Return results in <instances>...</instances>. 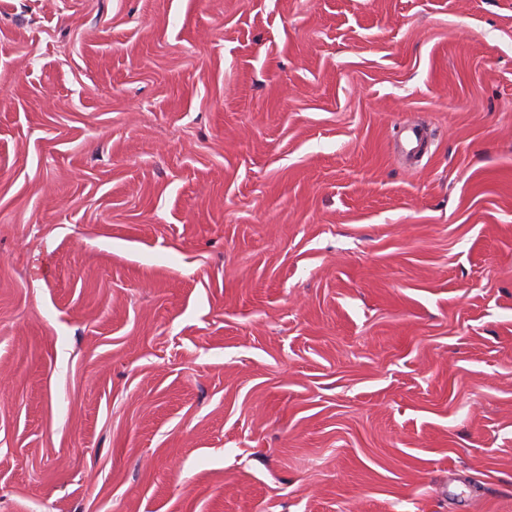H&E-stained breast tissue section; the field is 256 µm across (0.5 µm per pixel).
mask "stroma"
<instances>
[{
    "label": "stroma",
    "instance_id": "obj_1",
    "mask_svg": "<svg viewBox=\"0 0 512 512\" xmlns=\"http://www.w3.org/2000/svg\"><path fill=\"white\" fill-rule=\"evenodd\" d=\"M0 512H512V0H0Z\"/></svg>",
    "mask_w": 512,
    "mask_h": 512
}]
</instances>
